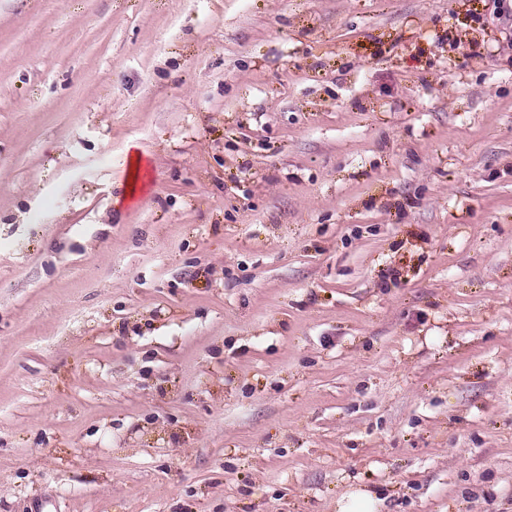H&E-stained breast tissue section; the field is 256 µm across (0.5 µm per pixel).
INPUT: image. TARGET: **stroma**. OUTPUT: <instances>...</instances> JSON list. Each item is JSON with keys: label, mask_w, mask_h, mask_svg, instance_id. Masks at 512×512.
I'll use <instances>...</instances> for the list:
<instances>
[{"label": "stroma", "mask_w": 512, "mask_h": 512, "mask_svg": "<svg viewBox=\"0 0 512 512\" xmlns=\"http://www.w3.org/2000/svg\"><path fill=\"white\" fill-rule=\"evenodd\" d=\"M512 512V0H0V512Z\"/></svg>", "instance_id": "stroma-1"}]
</instances>
